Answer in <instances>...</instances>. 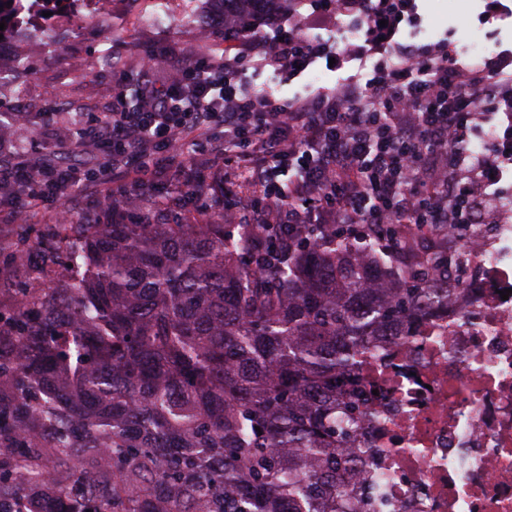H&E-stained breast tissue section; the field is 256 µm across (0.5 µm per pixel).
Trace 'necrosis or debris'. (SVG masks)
<instances>
[{
  "label": "necrosis or debris",
  "mask_w": 512,
  "mask_h": 512,
  "mask_svg": "<svg viewBox=\"0 0 512 512\" xmlns=\"http://www.w3.org/2000/svg\"><path fill=\"white\" fill-rule=\"evenodd\" d=\"M75 21L112 33V0H10L0 55L26 69L20 40L56 47ZM448 239L471 259L460 285L344 373L355 476L336 512H512V216Z\"/></svg>",
  "instance_id": "1"
}]
</instances>
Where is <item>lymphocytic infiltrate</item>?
Returning <instances> with one entry per match:
<instances>
[{
	"mask_svg": "<svg viewBox=\"0 0 512 512\" xmlns=\"http://www.w3.org/2000/svg\"><path fill=\"white\" fill-rule=\"evenodd\" d=\"M413 11V0H336L337 16L362 20L361 42L312 40L294 22L271 40L243 42L257 65L292 77L320 59L341 65L386 52L397 59L378 68L369 83L349 80L299 101L244 88L235 56L205 55L186 66L175 52L145 51L137 106L127 103L124 72L114 71L112 109L84 131L111 155V170L80 177L63 163L20 164L0 169V184L20 172L29 184L57 194L100 185L103 197L82 223L152 224L161 221L160 210L133 205L127 179H142L153 155L175 152L201 135L261 191L230 205L228 223L260 232L278 228L287 251L298 227L320 222L357 235L404 219L419 230L496 223L506 202L481 191L478 179L512 164V50L464 64L446 45L423 50L403 43L399 26ZM161 59L171 71L163 85L150 78ZM497 113L508 116L507 127L488 153L470 154V134Z\"/></svg>",
	"mask_w": 512,
	"mask_h": 512,
	"instance_id": "lymphocytic-infiltrate-1",
	"label": "lymphocytic infiltrate"
}]
</instances>
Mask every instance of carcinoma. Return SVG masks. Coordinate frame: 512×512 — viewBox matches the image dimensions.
<instances>
[{
  "label": "carcinoma",
  "mask_w": 512,
  "mask_h": 512,
  "mask_svg": "<svg viewBox=\"0 0 512 512\" xmlns=\"http://www.w3.org/2000/svg\"><path fill=\"white\" fill-rule=\"evenodd\" d=\"M237 33L262 21L251 0ZM247 224H64L0 311V500L25 512H319L337 487L336 374L448 296L406 234L305 237L268 265Z\"/></svg>",
  "instance_id": "cac0c4a2"
}]
</instances>
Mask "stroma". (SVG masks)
<instances>
[{"label":"stroma","mask_w":512,"mask_h":512,"mask_svg":"<svg viewBox=\"0 0 512 512\" xmlns=\"http://www.w3.org/2000/svg\"><path fill=\"white\" fill-rule=\"evenodd\" d=\"M506 17L488 22L482 15L483 0H416L418 21L402 24L403 41L417 45L447 41L452 49L466 46L471 39H480L487 53L495 54L512 49V0H503ZM115 15L124 28L116 45L125 50L124 68L128 87L141 80L140 55L148 49H176L184 64H193L197 56L219 54L229 49L224 39V9L216 0L214 10L203 27L174 25L169 30H144L137 26L124 8ZM298 22L305 33L327 41L347 39L346 31L337 29L336 13L324 6L322 0H298L289 6L288 0H272L267 16L256 32L257 38L273 39L288 20ZM99 34L96 29L76 26L68 43L51 51L40 42L27 46L29 67L17 75L14 82L0 86V121L10 126L15 112H23L27 121L22 131H11L0 137V167L8 168L17 159L26 161H66L80 169L100 168L107 158L93 142L81 134L91 119L109 111L112 104V75L92 73L88 65L97 50ZM240 69L244 84L256 91H268L281 99L303 98L321 87L335 86L340 79L358 73V61H350L342 70L332 71L317 63L292 82L283 81L272 68H262L249 60ZM153 165L158 171L154 182H133L129 188L141 195L145 207L164 209L173 224L187 222L192 204L187 195L185 179L166 154H157ZM19 208L26 218L17 225L5 224L0 231V275L25 288L40 287L39 279L19 271L14 264L17 240L36 246L54 240L60 230L56 219L53 195L31 198L29 192L18 189L17 182L0 185V209Z\"/></svg>","instance_id":"stroma-1"}]
</instances>
